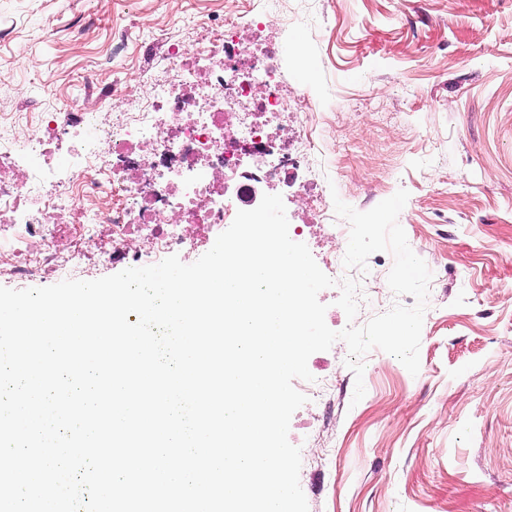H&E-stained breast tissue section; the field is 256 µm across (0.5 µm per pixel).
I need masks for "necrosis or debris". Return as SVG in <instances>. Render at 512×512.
Returning a JSON list of instances; mask_svg holds the SVG:
<instances>
[{
	"label": "necrosis or debris",
	"mask_w": 512,
	"mask_h": 512,
	"mask_svg": "<svg viewBox=\"0 0 512 512\" xmlns=\"http://www.w3.org/2000/svg\"><path fill=\"white\" fill-rule=\"evenodd\" d=\"M171 44L165 77L113 88L112 110L0 114L21 136L0 148V267L24 285L46 270L76 269L89 253L131 267L216 240L262 187L289 183L313 147L305 123L271 129L288 112L278 44L232 36ZM109 225L110 240L99 237ZM148 230L146 247L131 241Z\"/></svg>",
	"instance_id": "1"
}]
</instances>
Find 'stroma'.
I'll use <instances>...</instances> for the list:
<instances>
[{
  "mask_svg": "<svg viewBox=\"0 0 512 512\" xmlns=\"http://www.w3.org/2000/svg\"><path fill=\"white\" fill-rule=\"evenodd\" d=\"M264 0H0V113L112 109V87L159 79L171 42ZM268 38L286 55L289 96L314 108L303 180L333 183L367 211L406 189L398 221L432 272L410 374L374 349L354 401L348 348L308 360L335 377L334 404L301 406L309 512H512V0H279ZM367 260L382 305L347 318L327 288L325 320L361 326L413 305Z\"/></svg>",
  "mask_w": 512,
  "mask_h": 512,
  "instance_id": "stroma-1",
  "label": "stroma"
}]
</instances>
